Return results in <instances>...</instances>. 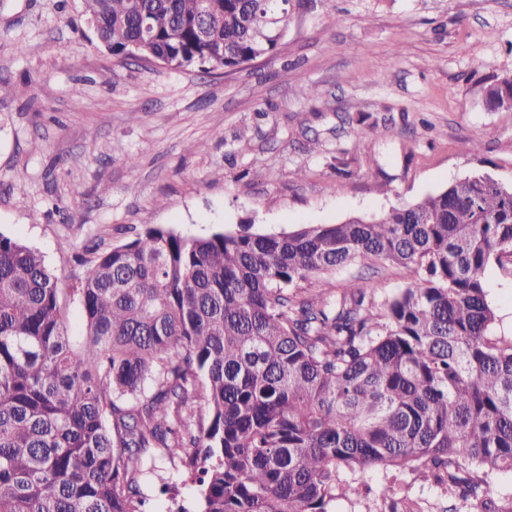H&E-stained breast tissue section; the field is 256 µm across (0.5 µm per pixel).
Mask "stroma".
<instances>
[{
  "label": "stroma",
  "mask_w": 512,
  "mask_h": 512,
  "mask_svg": "<svg viewBox=\"0 0 512 512\" xmlns=\"http://www.w3.org/2000/svg\"><path fill=\"white\" fill-rule=\"evenodd\" d=\"M505 75L512 0H292L274 58L207 73L117 60L84 0H0V234L42 255L79 337L85 258L144 226L276 234L369 218L476 172L512 183V112L484 96ZM353 276L386 294L415 278L356 263L334 281ZM485 277L494 333L511 335L512 279ZM157 465L170 491L144 484L155 512L192 506L189 473Z\"/></svg>",
  "instance_id": "stroma-1"
}]
</instances>
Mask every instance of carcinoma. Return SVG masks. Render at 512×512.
Wrapping results in <instances>:
<instances>
[{
	"instance_id": "cac0c4a2",
	"label": "carcinoma",
	"mask_w": 512,
	"mask_h": 512,
	"mask_svg": "<svg viewBox=\"0 0 512 512\" xmlns=\"http://www.w3.org/2000/svg\"><path fill=\"white\" fill-rule=\"evenodd\" d=\"M289 2L84 5L118 59L231 70L276 55ZM485 100L512 112V76ZM352 262L416 279L377 306V286L331 282ZM88 264L77 348L42 256L0 234V512H151L157 453L194 475L196 512H331L377 468L432 481L443 512H512L493 491L512 473V336L493 334L485 282L512 278V185L473 173L280 234L147 225Z\"/></svg>"
}]
</instances>
